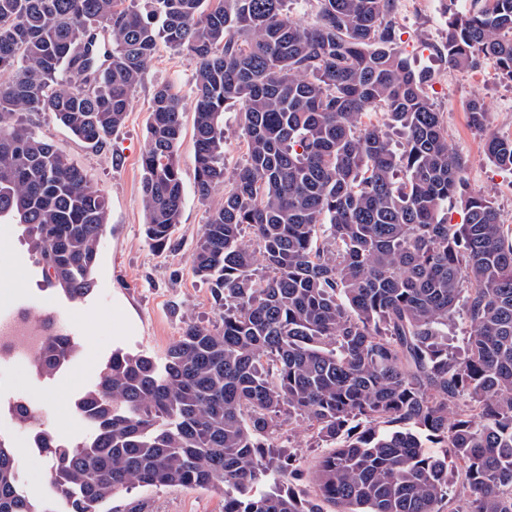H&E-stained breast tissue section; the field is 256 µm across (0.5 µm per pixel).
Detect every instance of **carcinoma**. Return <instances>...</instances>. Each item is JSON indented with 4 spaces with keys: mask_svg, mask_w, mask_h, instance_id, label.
Wrapping results in <instances>:
<instances>
[{
    "mask_svg": "<svg viewBox=\"0 0 512 512\" xmlns=\"http://www.w3.org/2000/svg\"><path fill=\"white\" fill-rule=\"evenodd\" d=\"M153 3L160 29L131 0H0V216L18 217L47 286L92 292L108 203L29 118L50 112L104 147L161 36L196 61V194L224 189L190 255L221 325L187 322L161 364L112 352L75 403L90 437L34 435L55 498L100 512L136 485L181 486L224 496V512H442L452 467L456 512H512V225L467 189L428 76L395 43L392 0H318L306 24L288 0ZM444 49L452 67L489 60L512 82V0L449 12ZM229 102L245 145L231 175ZM370 111L384 123L362 121ZM468 112L487 129L480 101ZM181 134V97L160 86L141 157L156 252L182 214ZM485 153L512 171V138L486 134ZM459 314L463 357L448 345ZM74 353L46 337L37 375ZM297 419L329 443L306 498L301 461L277 451ZM17 460L0 437V512H53L21 490Z\"/></svg>",
    "mask_w": 512,
    "mask_h": 512,
    "instance_id": "1",
    "label": "carcinoma"
}]
</instances>
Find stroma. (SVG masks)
I'll use <instances>...</instances> for the list:
<instances>
[{
	"instance_id": "1",
	"label": "stroma",
	"mask_w": 512,
	"mask_h": 512,
	"mask_svg": "<svg viewBox=\"0 0 512 512\" xmlns=\"http://www.w3.org/2000/svg\"><path fill=\"white\" fill-rule=\"evenodd\" d=\"M448 0H394L396 43L412 68L429 75L431 103L442 115L449 146L465 161L469 189L489 193L502 223L512 225V172L486 156L483 133L469 122L467 105L481 100L499 136L512 137V82L493 63L473 70L450 67L443 46L448 33ZM195 60L158 43L155 57L134 89L122 127L104 148L78 140L49 113L33 116L40 135L97 184L109 204V222L94 269L90 295L74 300L47 287L26 245L21 227L0 223V306L27 305L33 320L53 317L72 336L77 349L70 361L49 379L37 378L30 364L0 371V436L22 448L18 477L28 494L49 503L48 456L35 448L37 429L47 428L61 442L91 435L89 424L74 413L82 393L94 387L112 352H142L163 361L168 347L187 321L219 325L208 284L195 277L188 257L206 222L208 208L195 194L194 82ZM177 87L184 103L183 134L177 158L185 202L171 246L158 253L148 245L141 203V156L147 144V122L154 89ZM29 404L32 425L18 426L14 403ZM107 512H223L224 500L199 488L141 487L115 496Z\"/></svg>"
}]
</instances>
